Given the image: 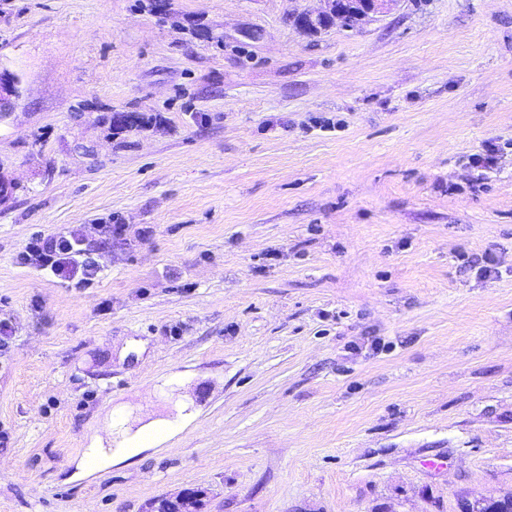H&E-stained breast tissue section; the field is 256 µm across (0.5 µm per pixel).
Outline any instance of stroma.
Returning a JSON list of instances; mask_svg holds the SVG:
<instances>
[{
    "mask_svg": "<svg viewBox=\"0 0 512 512\" xmlns=\"http://www.w3.org/2000/svg\"><path fill=\"white\" fill-rule=\"evenodd\" d=\"M319 5L0 0V512L512 493V0L302 33ZM68 228L90 287L20 259ZM20 96L19 78L11 73L0 72V121L13 110ZM204 494L201 490L198 489H188L172 499L180 504H184L188 507L185 512H197L194 511L196 507L197 500H203ZM174 501H171L169 498H161L157 501L156 510L158 512H176L181 511L180 505Z\"/></svg>",
    "mask_w": 512,
    "mask_h": 512,
    "instance_id": "1",
    "label": "stroma"
}]
</instances>
